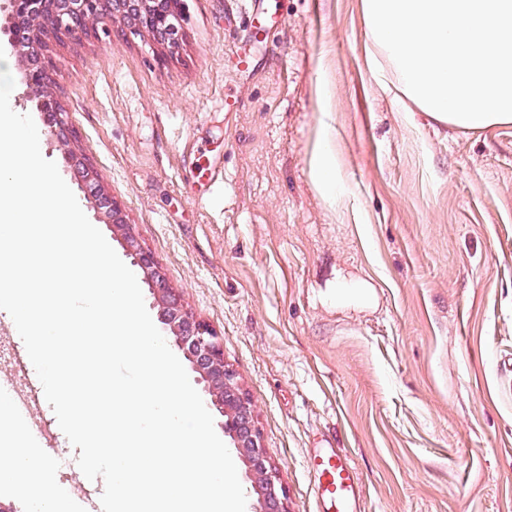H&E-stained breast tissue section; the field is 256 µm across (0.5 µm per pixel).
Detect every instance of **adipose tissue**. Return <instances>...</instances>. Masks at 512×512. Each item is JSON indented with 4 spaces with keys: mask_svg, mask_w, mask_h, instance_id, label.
<instances>
[{
    "mask_svg": "<svg viewBox=\"0 0 512 512\" xmlns=\"http://www.w3.org/2000/svg\"><path fill=\"white\" fill-rule=\"evenodd\" d=\"M374 54L402 97L431 121L467 131L512 125V0H362ZM0 423V475L37 489V512L70 495L54 470Z\"/></svg>",
    "mask_w": 512,
    "mask_h": 512,
    "instance_id": "ef3b65f1",
    "label": "adipose tissue"
}]
</instances>
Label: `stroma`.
Returning <instances> with one entry per match:
<instances>
[{"instance_id": "stroma-1", "label": "stroma", "mask_w": 512, "mask_h": 512, "mask_svg": "<svg viewBox=\"0 0 512 512\" xmlns=\"http://www.w3.org/2000/svg\"><path fill=\"white\" fill-rule=\"evenodd\" d=\"M360 3L186 0L170 49L51 44L56 92L140 246L223 336L288 512H312L324 436L364 512H512V125L411 111L370 60ZM26 94L16 80L13 107L43 130ZM322 136L332 195L314 177ZM40 150L83 202L44 130ZM79 455L61 432L41 452L74 512H102ZM313 166L319 186L327 194H332L334 187L339 182V171L331 143L327 139L319 141Z\"/></svg>"}]
</instances>
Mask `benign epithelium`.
I'll use <instances>...</instances> for the list:
<instances>
[{"instance_id":"benign-epithelium-1","label":"benign epithelium","mask_w":512,"mask_h":512,"mask_svg":"<svg viewBox=\"0 0 512 512\" xmlns=\"http://www.w3.org/2000/svg\"><path fill=\"white\" fill-rule=\"evenodd\" d=\"M7 10L0 42L23 59L25 84L32 91L28 98L38 111L53 116L54 134L67 146L66 163L89 189L88 200L99 221L123 238L132 269L153 295L166 343L181 352L195 374L203 403L231 445L244 456L249 484L246 512H288L285 490L261 445L254 404L235 369L224 360V338L185 308L178 290L167 286L160 267L135 239L122 205L99 184L90 160L70 148L76 131L69 127L54 91L57 71L47 42L110 37L117 26L133 34L147 33L158 43L173 47L181 37L184 0H7Z\"/></svg>"}]
</instances>
